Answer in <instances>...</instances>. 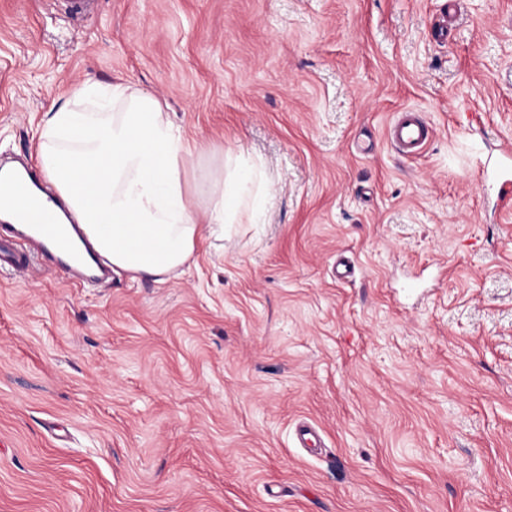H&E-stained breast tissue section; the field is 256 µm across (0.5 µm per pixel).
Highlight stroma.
<instances>
[{"label": "stroma", "instance_id": "1", "mask_svg": "<svg viewBox=\"0 0 512 512\" xmlns=\"http://www.w3.org/2000/svg\"><path fill=\"white\" fill-rule=\"evenodd\" d=\"M91 76L206 145L187 183L242 155L270 190L163 285L0 272V512H512V205L479 176L512 0H0V158ZM385 137L403 155L413 156L426 149L432 128L420 112L405 110L395 115L385 130Z\"/></svg>", "mask_w": 512, "mask_h": 512}]
</instances>
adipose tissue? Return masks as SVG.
Masks as SVG:
<instances>
[{"mask_svg":"<svg viewBox=\"0 0 512 512\" xmlns=\"http://www.w3.org/2000/svg\"><path fill=\"white\" fill-rule=\"evenodd\" d=\"M71 97L48 112L42 176L113 266L163 284L192 260L204 233H223L241 207L261 219L249 200L264 187L263 173L239 161L226 160L223 176L201 175L197 196L189 195L183 167L204 147L184 138L153 96L89 78Z\"/></svg>","mask_w":512,"mask_h":512,"instance_id":"ef3b65f1","label":"adipose tissue"}]
</instances>
